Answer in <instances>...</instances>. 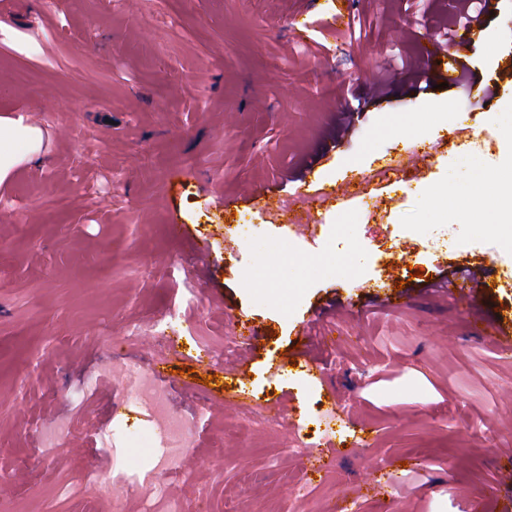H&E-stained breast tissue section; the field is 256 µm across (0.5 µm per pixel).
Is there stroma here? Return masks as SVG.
<instances>
[{"label": "stroma", "instance_id": "obj_1", "mask_svg": "<svg viewBox=\"0 0 512 512\" xmlns=\"http://www.w3.org/2000/svg\"><path fill=\"white\" fill-rule=\"evenodd\" d=\"M454 12L448 0H0V120L39 128L46 156L0 183V512H164L172 499L184 512H512V356L463 305H367L398 284L487 267L481 311L512 316L500 284L512 268V223L500 221L512 205V0L464 50L478 59L472 82L495 97L417 93L401 67L426 61ZM480 113L473 135L491 141L488 157L440 147L425 173L384 188L382 223L352 211L333 223L335 247L290 251L259 200L235 221L268 225L266 240L227 257L221 197L292 192L316 150L317 176L338 185L446 135L450 115ZM175 217L208 244L218 293L185 278ZM434 224L454 248H434ZM331 301L312 369L303 333ZM241 315L259 332L248 350ZM169 316L176 350L152 337ZM203 348L212 360H198ZM115 359L137 371L164 362L156 383L193 425L187 472L127 468L113 427L143 417L125 408L123 381L82 388ZM249 405L287 409L288 421L252 430ZM331 409L341 434L325 440L317 417ZM300 433L334 466L310 475L285 447ZM147 482L164 498L144 499Z\"/></svg>", "mask_w": 512, "mask_h": 512}]
</instances>
